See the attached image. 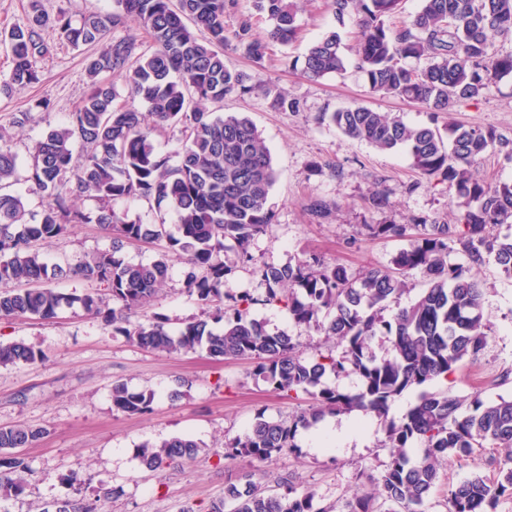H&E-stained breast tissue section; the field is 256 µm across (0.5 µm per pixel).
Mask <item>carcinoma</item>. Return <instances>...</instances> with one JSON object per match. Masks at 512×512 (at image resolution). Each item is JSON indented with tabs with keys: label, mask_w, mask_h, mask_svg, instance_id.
<instances>
[{
	"label": "carcinoma",
	"mask_w": 512,
	"mask_h": 512,
	"mask_svg": "<svg viewBox=\"0 0 512 512\" xmlns=\"http://www.w3.org/2000/svg\"><path fill=\"white\" fill-rule=\"evenodd\" d=\"M116 10L90 14L75 22L65 14L50 18L32 5L27 24L0 33L12 55L9 74L0 79V95L16 85L38 80L35 61L51 52L42 36L52 27L73 47L106 41L110 30L134 17L146 30L150 47L140 50L133 36L107 41L88 60L89 92L67 123L49 131L33 146L31 179L45 203L38 217L27 218L17 182L18 157L0 147V318L52 320L74 305L100 315L103 294L119 308L108 310L106 322L142 349L178 354L204 350L217 360L250 361L253 374L287 395L305 394L310 408L284 422L260 415L247 432L227 444V454L265 461L292 452L298 426L326 413L362 411L378 417L407 388L448 377L466 358L486 346L482 291L475 271L494 262L512 278V234L493 228L512 221V183L481 178L474 167L490 152L512 158V143L493 128L452 122L440 129L408 125L402 118L366 106H348L330 114L345 135L381 151L403 148L421 175L448 187L461 211L454 224H364L375 239H409L391 265L352 273L313 254L295 263L261 270L267 301L288 309L292 321L336 340L341 354L318 352L305 358L293 337L270 332L247 317L253 298L244 295L224 306V278L233 268L224 264V242L240 248L270 232L274 212L268 205L276 170L269 148L246 117L223 113L224 99L249 92L246 76L224 64L231 46L255 62L274 43L299 39V0H258L271 28L266 37L249 21L233 30L224 26L231 0H114ZM403 0H329L336 22L356 18L355 67L370 90L421 103L446 112L460 101L482 97L512 75V54H489V36L512 34V0H421L419 11L400 20ZM206 33L198 38L193 29ZM342 39L333 30L316 40L305 55L304 73L313 79L346 71ZM118 73L133 97L148 112L116 104L117 94L102 75ZM181 126L179 146L159 152L153 134ZM85 197L96 209L84 212L74 200ZM121 199L147 200L158 211L176 217V232L165 222L143 224L114 208ZM73 224H100L112 231V248L86 256L73 267L50 264L36 248L68 232ZM416 234H410V230ZM133 242L164 243L152 262L127 260L122 251ZM460 252L464 262L449 256ZM184 259L189 293L206 311L173 334L160 322L133 324L129 314L145 310L165 284L173 259ZM419 271L428 288L402 307L407 278ZM78 275L94 284L81 294H63L48 287L53 280ZM327 311V322L318 320ZM224 322L217 331L211 323ZM386 337L379 356L376 339ZM41 350L24 342L0 344V365L35 364ZM351 371L361 389L354 395L324 386L330 374ZM112 408L127 415L146 414L152 392L112 383ZM47 430L23 424L0 427V491L19 497L28 487V465L18 449L40 442ZM423 441L422 453L407 448ZM383 447L390 462L373 488L346 502V512H425L442 464L450 456H470L493 448L512 459V400L487 402L476 392L460 399L446 391H425L399 422H392ZM199 452L196 441L173 437L144 443L140 461L159 471ZM512 495V468L495 481L474 476L450 490L448 512H495L504 495ZM333 512L319 507L313 494L299 493L289 483L282 492L248 478L232 484L225 499L210 508L224 512ZM103 503L81 498L58 502L63 512H107Z\"/></svg>",
	"instance_id": "obj_1"
}]
</instances>
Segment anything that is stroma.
<instances>
[{
	"label": "stroma",
	"instance_id": "35a3bbf8",
	"mask_svg": "<svg viewBox=\"0 0 512 512\" xmlns=\"http://www.w3.org/2000/svg\"><path fill=\"white\" fill-rule=\"evenodd\" d=\"M49 16L66 14L78 20L92 13L112 12L113 0H0V30L26 24L31 2ZM301 39L290 46H274L255 62L225 49L224 63L248 75L250 93L228 97L224 109L248 117L269 147L277 172L270 192L275 213L271 231L251 240L248 259L240 261L234 242H226L224 260L233 265L224 288L233 294L258 298L251 317L269 330L294 336L305 355L335 348V341L314 330L294 325L279 303L261 302L264 285L258 271L267 264H283L306 253L320 254L359 272L389 265L408 241L372 239L358 232L362 224H406L423 217L428 222L455 223L459 209L445 186L413 171L405 150L380 152L343 134L329 113L362 104L403 117L413 125L444 126L454 122L494 128L512 140V76L505 77L490 95L455 103L451 111L431 115L422 105L372 94L355 69L320 79L307 77L304 55L310 43L334 29L336 21L325 0H302ZM50 55L38 59L39 81L0 95V129L19 159L18 190L28 213H40L45 199L28 179L30 152L49 130L63 124L88 91L85 71L95 45L73 48L53 28L43 32ZM275 88L299 101L296 112L273 110L266 96ZM50 100L49 109L37 108ZM24 124H16L21 113ZM384 191V209L368 208L371 191ZM321 200L324 218H314L310 200ZM112 245L110 230L98 224H78L49 245L48 262L76 264L86 255ZM488 324L487 345L476 359L458 363L448 379L430 382L429 390L449 394L480 393L487 401L512 400V279L487 264L478 275ZM202 309L186 287L183 264L173 261L169 277L146 314L164 321L175 332ZM23 341L39 348L41 362L0 367V425L24 424L46 428L45 437L23 449L31 475L26 493L0 498V512H41L46 503L72 496L73 475H88L92 484L111 491L112 512H208L223 499L228 483L251 473L270 488L292 481L299 491L311 492L318 505L344 507L356 489L369 487L390 461L383 446L388 420L400 419L421 390L407 389L392 404L388 419L368 416V432L332 449L311 445L312 429L300 430L298 452H285L264 462L247 457L228 458L225 443L241 436L258 415L275 420L292 418L311 399L275 392L251 373L245 360L218 361L206 352L167 354L138 347L112 330L102 316L75 307L56 319L0 318V343ZM122 381L131 388L151 390L150 412L126 416L112 408L110 390ZM189 437L200 445L197 456L157 472L142 467L138 452L143 443ZM504 463L503 452L480 451L452 458L439 472L427 512H447L448 490L481 475L495 477Z\"/></svg>",
	"mask_w": 512,
	"mask_h": 512
}]
</instances>
